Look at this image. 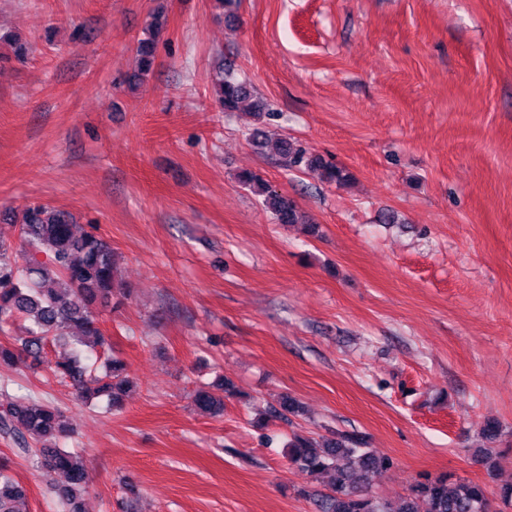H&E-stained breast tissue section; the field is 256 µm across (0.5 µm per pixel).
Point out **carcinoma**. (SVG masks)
I'll return each instance as SVG.
<instances>
[{
  "mask_svg": "<svg viewBox=\"0 0 512 512\" xmlns=\"http://www.w3.org/2000/svg\"><path fill=\"white\" fill-rule=\"evenodd\" d=\"M154 17V31L139 39L137 69L126 82L136 88L153 71L155 31L161 28ZM216 104L223 112L249 106L257 115L269 113V104L253 87L219 67ZM278 154L288 169L321 171L322 178L337 185L351 180L350 173L307 153L303 147L284 138L278 141ZM238 181L263 197L264 207L280 224H300L303 216L297 204L273 190L257 174L243 171ZM22 253L0 242V330L17 320L27 322L25 336L13 345L0 344V366L35 369L41 363L45 346L65 336L75 337L74 346L64 358L46 366L53 378L67 380L77 398L105 396L112 408L119 409L130 383L125 362L109 357L103 374L88 363L85 349L108 346V338L95 316L97 306L109 302L118 291L112 245L92 231L77 233L71 214L48 204L28 206L19 224ZM233 396L231 384L217 379L193 396L194 404L213 416L224 414V395ZM273 413L286 418L302 414L300 402L280 396ZM0 426L22 440L36 445L37 463L52 471L58 481L55 493L68 509L79 512V494L86 491L87 477L79 454L59 446L73 429L59 407L35 400L12 402L0 408ZM288 459L303 472L329 476L328 491L316 493L317 512H489L488 491L484 484L460 480L452 474L424 476L414 482L399 506L392 507L369 489L368 474L392 465L388 457H376L363 436L332 434L314 439L295 434L288 443ZM25 489L0 463V512H24L21 504Z\"/></svg>",
  "mask_w": 512,
  "mask_h": 512,
  "instance_id": "carcinoma-1",
  "label": "carcinoma"
}]
</instances>
